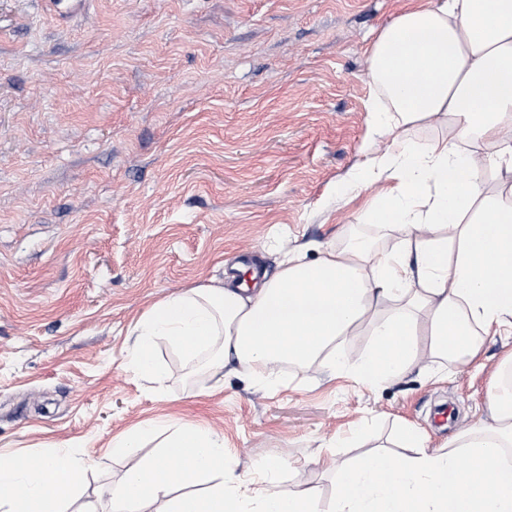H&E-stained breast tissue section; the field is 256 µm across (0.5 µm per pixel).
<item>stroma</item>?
Listing matches in <instances>:
<instances>
[{"instance_id":"1","label":"stroma","mask_w":512,"mask_h":512,"mask_svg":"<svg viewBox=\"0 0 512 512\" xmlns=\"http://www.w3.org/2000/svg\"><path fill=\"white\" fill-rule=\"evenodd\" d=\"M423 0H0V451L68 448L89 465L66 512H110L133 462L114 437L166 417L224 436L236 474L281 457V491L332 512L336 472L408 425L431 447L487 421L512 330L468 363L362 387L287 365L223 386L160 346L164 389L127 373L129 330L164 296L219 285L281 245L306 261L348 236L392 237L363 215L376 194L337 186L382 152L369 43Z\"/></svg>"}]
</instances>
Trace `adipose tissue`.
I'll list each match as a JSON object with an SVG mask.
<instances>
[{
	"label": "adipose tissue",
	"instance_id": "1",
	"mask_svg": "<svg viewBox=\"0 0 512 512\" xmlns=\"http://www.w3.org/2000/svg\"><path fill=\"white\" fill-rule=\"evenodd\" d=\"M379 91L370 110L388 148L347 177V191L378 186L368 218L400 247L362 239L322 245L316 261L282 252L274 278L205 285L154 302L130 331L124 368L165 385L159 346L212 376L245 369L267 386L285 363L353 374L364 387L439 359L464 363L479 333L512 327V0H429L385 26L368 50ZM449 119L454 134L416 150L409 128ZM488 151H462V140ZM501 176L497 194L484 173ZM370 344L357 359L340 349L358 330ZM490 421L429 447L410 427L397 456L377 450L337 474L333 512H512V366L488 398ZM156 450L140 456L145 443ZM135 458L113 489L114 512H316L304 484L285 493L264 462L262 480L226 479L224 437L198 424L156 422L112 442ZM88 464L63 448L38 459L0 453V512H62Z\"/></svg>",
	"mask_w": 512,
	"mask_h": 512
}]
</instances>
